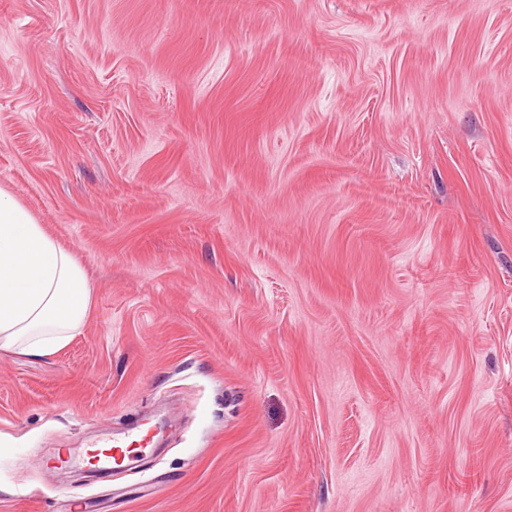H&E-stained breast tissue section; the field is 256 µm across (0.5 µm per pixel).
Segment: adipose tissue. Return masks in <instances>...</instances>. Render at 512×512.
I'll return each mask as SVG.
<instances>
[{
	"label": "adipose tissue",
	"instance_id": "obj_1",
	"mask_svg": "<svg viewBox=\"0 0 512 512\" xmlns=\"http://www.w3.org/2000/svg\"><path fill=\"white\" fill-rule=\"evenodd\" d=\"M92 295L80 260L0 187V350L41 357L64 347Z\"/></svg>",
	"mask_w": 512,
	"mask_h": 512
}]
</instances>
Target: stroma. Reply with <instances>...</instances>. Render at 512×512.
Listing matches in <instances>:
<instances>
[{
	"label": "stroma",
	"mask_w": 512,
	"mask_h": 512,
	"mask_svg": "<svg viewBox=\"0 0 512 512\" xmlns=\"http://www.w3.org/2000/svg\"><path fill=\"white\" fill-rule=\"evenodd\" d=\"M0 187L94 287L0 512H512V0H0Z\"/></svg>",
	"instance_id": "35a3bbf8"
}]
</instances>
